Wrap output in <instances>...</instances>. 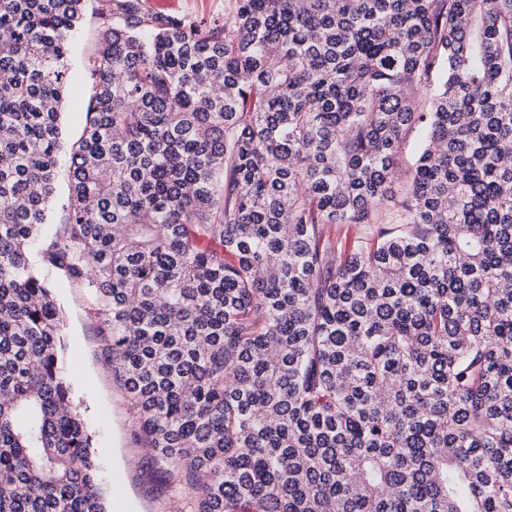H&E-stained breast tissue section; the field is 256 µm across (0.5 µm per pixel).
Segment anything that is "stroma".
Instances as JSON below:
<instances>
[{
	"label": "stroma",
	"mask_w": 512,
	"mask_h": 512,
	"mask_svg": "<svg viewBox=\"0 0 512 512\" xmlns=\"http://www.w3.org/2000/svg\"><path fill=\"white\" fill-rule=\"evenodd\" d=\"M103 23L86 15L73 45L70 79L65 89L64 112L67 141L76 140L85 125V105L91 92L82 61L98 47ZM57 301L63 307V331L70 363L79 367L78 397L86 409L95 446L108 486H119L118 504L111 512H163V467L152 460L148 449L134 437L133 418L112 379L102 371L100 325L88 315L91 297L87 289L59 271L51 272Z\"/></svg>",
	"instance_id": "1"
}]
</instances>
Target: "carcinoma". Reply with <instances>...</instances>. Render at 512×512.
<instances>
[{
	"label": "carcinoma",
	"mask_w": 512,
	"mask_h": 512,
	"mask_svg": "<svg viewBox=\"0 0 512 512\" xmlns=\"http://www.w3.org/2000/svg\"><path fill=\"white\" fill-rule=\"evenodd\" d=\"M87 2L0 0V512H109L50 269L176 512H512V0H95L67 145ZM142 0L144 10L157 12L155 5L159 7H171L178 1V9L172 12L173 15L187 21H199L202 18L224 16V0H175V1H154ZM103 26L102 20L88 11L81 33L73 45L70 79L65 89L62 105V110L65 112V135L68 142L76 140L85 125V105L91 92V86L84 75L82 61L97 49ZM67 181V171L64 164H62L58 173L57 195L52 205L51 224L44 226V236H53L63 231L67 216V212L64 209L67 198Z\"/></svg>",
	"instance_id": "1"
}]
</instances>
